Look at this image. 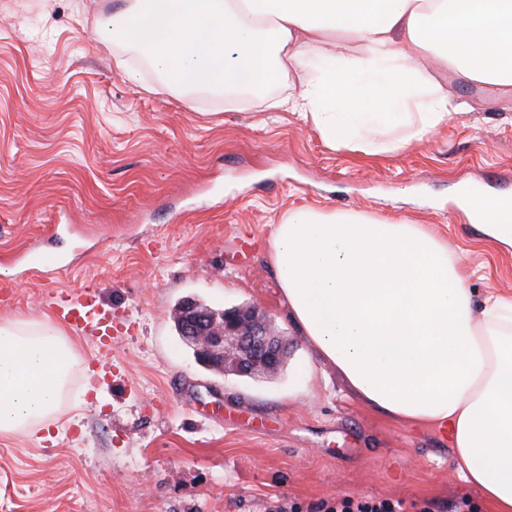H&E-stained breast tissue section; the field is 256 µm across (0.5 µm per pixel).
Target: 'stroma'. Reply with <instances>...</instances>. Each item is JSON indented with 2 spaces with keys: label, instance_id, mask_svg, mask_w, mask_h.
<instances>
[{
  "label": "stroma",
  "instance_id": "obj_1",
  "mask_svg": "<svg viewBox=\"0 0 512 512\" xmlns=\"http://www.w3.org/2000/svg\"><path fill=\"white\" fill-rule=\"evenodd\" d=\"M119 0H0V322L97 289L116 315L112 369L85 368L49 440L0 437V512H316L344 496L492 512L448 440L358 401L313 355L270 263L290 210L424 224L473 271L475 300L512 294V248L480 244L464 186L512 196V88L449 77L465 109L428 140L366 156L328 148L293 112L171 94L99 29ZM128 62L117 67L116 57ZM66 268L23 256L54 236ZM253 306L285 339L268 378L204 369L176 304Z\"/></svg>",
  "mask_w": 512,
  "mask_h": 512
}]
</instances>
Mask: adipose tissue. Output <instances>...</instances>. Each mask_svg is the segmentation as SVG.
Segmentation results:
<instances>
[{
  "instance_id": "1",
  "label": "adipose tissue",
  "mask_w": 512,
  "mask_h": 512,
  "mask_svg": "<svg viewBox=\"0 0 512 512\" xmlns=\"http://www.w3.org/2000/svg\"><path fill=\"white\" fill-rule=\"evenodd\" d=\"M173 94L234 106L300 74L267 108L367 156L424 142L459 102L448 77L512 88V0H123L101 22ZM485 245L512 246V197L464 190ZM302 336L364 404L448 438L454 471L512 512V297L475 301L460 258L421 224L313 207L274 234ZM79 359L51 318L0 322V436L56 421Z\"/></svg>"
}]
</instances>
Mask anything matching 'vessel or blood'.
Wrapping results in <instances>:
<instances>
[{
    "label": "vessel or blood",
    "instance_id": "obj_1",
    "mask_svg": "<svg viewBox=\"0 0 512 512\" xmlns=\"http://www.w3.org/2000/svg\"><path fill=\"white\" fill-rule=\"evenodd\" d=\"M46 304L58 323L90 337L100 357L111 355L112 307L96 296L93 287L56 292L47 296Z\"/></svg>",
    "mask_w": 512,
    "mask_h": 512
}]
</instances>
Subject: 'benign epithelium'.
I'll use <instances>...</instances> for the list:
<instances>
[{
	"mask_svg": "<svg viewBox=\"0 0 512 512\" xmlns=\"http://www.w3.org/2000/svg\"><path fill=\"white\" fill-rule=\"evenodd\" d=\"M180 335L199 361H213L239 375L277 373L285 347L271 323L252 307L222 311L187 299L177 312Z\"/></svg>",
	"mask_w": 512,
	"mask_h": 512,
	"instance_id": "7a95c632",
	"label": "benign epithelium"
}]
</instances>
